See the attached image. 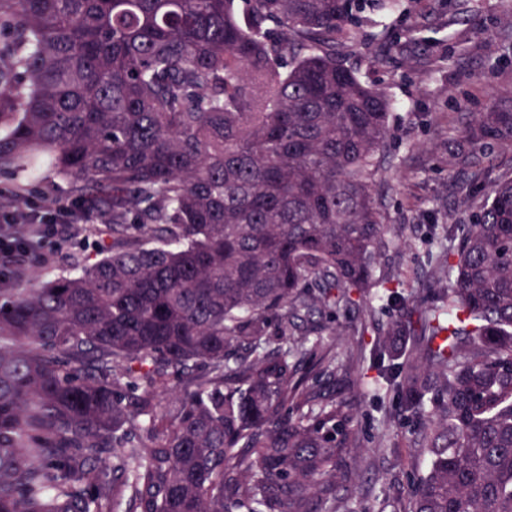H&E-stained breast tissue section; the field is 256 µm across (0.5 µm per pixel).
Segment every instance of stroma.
<instances>
[{
    "label": "stroma",
    "instance_id": "stroma-1",
    "mask_svg": "<svg viewBox=\"0 0 512 512\" xmlns=\"http://www.w3.org/2000/svg\"><path fill=\"white\" fill-rule=\"evenodd\" d=\"M362 18L359 43L341 55L393 102V161L377 185L401 235L380 268L401 279L407 291L412 275L429 267L433 225L465 210L472 176L448 175L449 120L468 119L512 95V0H401L388 16L368 7ZM59 205L70 213L57 237L17 260L5 287L35 288L76 274L96 261L102 234L91 231L96 207L79 201L73 181L49 168L38 178L0 169V225L14 210L38 214ZM337 387L357 393L361 446L337 479L334 499L313 501V512H409L412 482L427 460L414 448L381 446L380 438L412 431L414 422L398 420L397 399L369 389L355 375H339Z\"/></svg>",
    "mask_w": 512,
    "mask_h": 512
}]
</instances>
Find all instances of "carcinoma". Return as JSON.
Returning <instances> with one entry per match:
<instances>
[{"label":"carcinoma","mask_w":512,"mask_h":512,"mask_svg":"<svg viewBox=\"0 0 512 512\" xmlns=\"http://www.w3.org/2000/svg\"><path fill=\"white\" fill-rule=\"evenodd\" d=\"M363 2L0 0V168L51 159L109 238L0 304V512H310L361 445L316 314L417 423L411 512H512V103L448 122L477 205L407 299Z\"/></svg>","instance_id":"carcinoma-1"}]
</instances>
